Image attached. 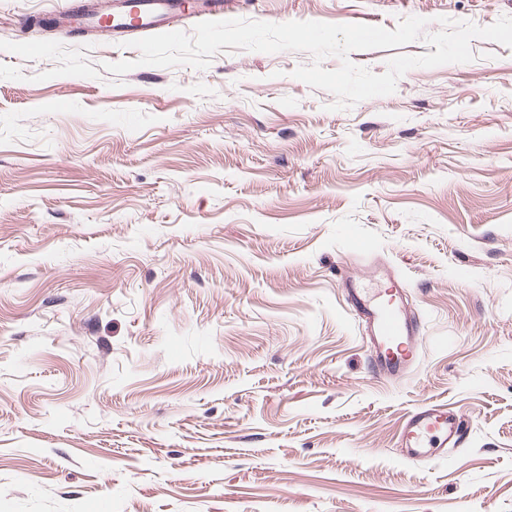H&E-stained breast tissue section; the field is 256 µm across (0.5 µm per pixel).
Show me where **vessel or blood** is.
Returning a JSON list of instances; mask_svg holds the SVG:
<instances>
[{
    "label": "vessel or blood",
    "mask_w": 512,
    "mask_h": 512,
    "mask_svg": "<svg viewBox=\"0 0 512 512\" xmlns=\"http://www.w3.org/2000/svg\"><path fill=\"white\" fill-rule=\"evenodd\" d=\"M224 16V0H99L76 12L73 5L44 11L39 22L50 28H76L110 33L123 44L154 34L182 30L183 20L199 22ZM387 297L368 294L357 278L343 275L344 302L355 316L369 351L370 370L376 375H403L417 357L422 320L408 306L404 285L393 267L383 269ZM401 454L410 461L447 457L462 443L461 419L447 406L423 404L408 412L400 432Z\"/></svg>",
    "instance_id": "obj_1"
}]
</instances>
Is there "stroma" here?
Returning <instances> with one entry per match:
<instances>
[{
    "instance_id": "obj_1",
    "label": "stroma",
    "mask_w": 512,
    "mask_h": 512,
    "mask_svg": "<svg viewBox=\"0 0 512 512\" xmlns=\"http://www.w3.org/2000/svg\"><path fill=\"white\" fill-rule=\"evenodd\" d=\"M0 0V512H512V48L331 110L306 52L202 70ZM512 0H226L224 16L485 27ZM424 333L369 368L341 270ZM470 424L409 461L405 415Z\"/></svg>"
}]
</instances>
